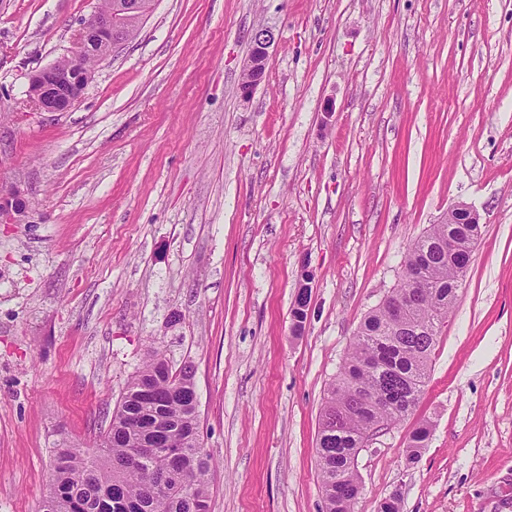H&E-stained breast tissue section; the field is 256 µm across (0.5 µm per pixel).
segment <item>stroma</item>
I'll list each match as a JSON object with an SVG mask.
<instances>
[{
	"label": "stroma",
	"mask_w": 512,
	"mask_h": 512,
	"mask_svg": "<svg viewBox=\"0 0 512 512\" xmlns=\"http://www.w3.org/2000/svg\"><path fill=\"white\" fill-rule=\"evenodd\" d=\"M100 4L0 0V184L29 211L0 223V512H38L55 450L95 446L156 352L194 371L211 512H325V389L461 202L482 236L354 512H512V0H155L75 108L33 110ZM274 39L273 32L267 28L261 27L252 33L250 53L239 84L242 99L248 100L256 87L265 80L269 65V48Z\"/></svg>",
	"instance_id": "35a3bbf8"
}]
</instances>
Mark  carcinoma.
I'll list each match as a JSON object with an SVG mask.
<instances>
[{
    "label": "carcinoma",
    "mask_w": 512,
    "mask_h": 512,
    "mask_svg": "<svg viewBox=\"0 0 512 512\" xmlns=\"http://www.w3.org/2000/svg\"><path fill=\"white\" fill-rule=\"evenodd\" d=\"M481 237V225L467 214H448L411 243L403 266L419 280L417 299L402 320L391 308L406 292L392 289L359 325L336 378L328 384L318 432V470L326 512H353L362 491L355 455L377 420L405 419L429 380L430 355L453 311L457 268L467 264ZM189 370L173 373L157 354L131 376L107 432L95 448H59L52 481L39 512H94L105 491L116 500L140 502L141 512H210L207 475L211 460L202 446ZM162 425L169 435L148 457L141 441ZM425 421L408 437V459L425 447Z\"/></svg>",
    "instance_id": "1"
}]
</instances>
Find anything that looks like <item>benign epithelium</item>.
I'll return each mask as SVG.
<instances>
[{
    "mask_svg": "<svg viewBox=\"0 0 512 512\" xmlns=\"http://www.w3.org/2000/svg\"><path fill=\"white\" fill-rule=\"evenodd\" d=\"M152 11L136 0H110L109 6L84 20L73 39L69 64L61 61L38 68L29 76L27 95L39 112H66L82 99L91 71L80 66L86 58L98 62L125 44L124 32L141 27ZM274 34L267 28L256 29L251 36L250 53L243 69L239 93L249 99L265 80L269 65V48ZM26 218V204L18 188L0 185V222L17 224Z\"/></svg>",
    "mask_w": 512,
    "mask_h": 512,
    "instance_id": "obj_1",
    "label": "benign epithelium"
}]
</instances>
